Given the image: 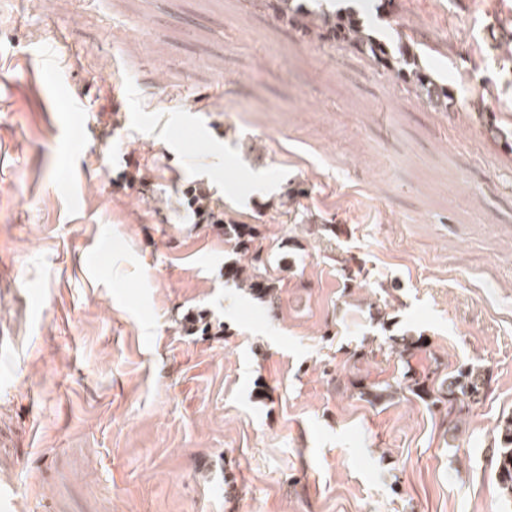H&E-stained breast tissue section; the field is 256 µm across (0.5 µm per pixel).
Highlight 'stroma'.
<instances>
[{
  "mask_svg": "<svg viewBox=\"0 0 512 512\" xmlns=\"http://www.w3.org/2000/svg\"><path fill=\"white\" fill-rule=\"evenodd\" d=\"M397 3L367 20L448 111L243 0H0V512H512V149L471 107L512 126V0ZM197 188L259 225L275 306ZM465 366L453 436L366 397ZM499 446L491 448V466L499 487L512 494V418L505 420L498 431Z\"/></svg>",
  "mask_w": 512,
  "mask_h": 512,
  "instance_id": "stroma-1",
  "label": "stroma"
}]
</instances>
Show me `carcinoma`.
<instances>
[{"label": "carcinoma", "instance_id": "carcinoma-1", "mask_svg": "<svg viewBox=\"0 0 512 512\" xmlns=\"http://www.w3.org/2000/svg\"><path fill=\"white\" fill-rule=\"evenodd\" d=\"M249 7L263 11L277 23L289 25L304 36L313 35L321 41L333 44H345L356 53L364 56L376 66L384 69L407 93L425 98L436 110L446 112L455 104L448 86L439 83L431 73L418 62L415 51L417 41L396 32L391 42L374 36L364 21L357 15H345L327 10L308 11L295 0H244ZM482 133L495 141L502 140L504 145L512 144V129L499 126L494 114L483 117ZM225 241L232 245L235 252L246 257V263L227 267L230 279L255 299L270 306L275 304L276 285L267 274V258L263 255L261 237L258 228L251 224H238L232 220L224 222ZM484 373L475 368H467L458 374L441 381L438 390L427 385V379L414 380L405 386L401 382L388 383L381 389L370 392L376 400L394 394L403 388L426 398L437 406L444 405L448 416V430L455 429L460 415L469 410L486 388ZM499 446L492 449L491 466L499 487L512 494V418L505 420L498 431Z\"/></svg>", "mask_w": 512, "mask_h": 512}]
</instances>
